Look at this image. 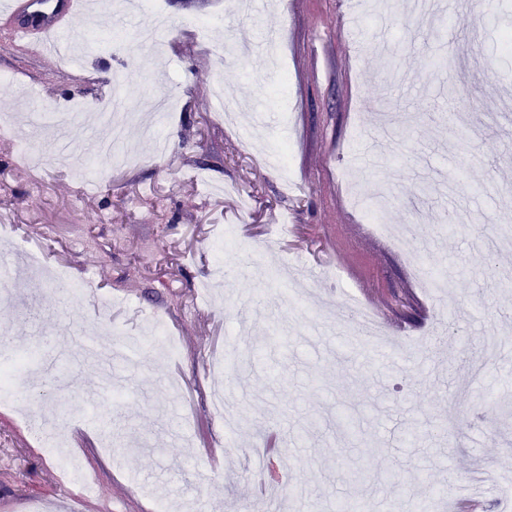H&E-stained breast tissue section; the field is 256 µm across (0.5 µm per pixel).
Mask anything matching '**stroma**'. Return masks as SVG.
Here are the masks:
<instances>
[{"label": "stroma", "instance_id": "obj_1", "mask_svg": "<svg viewBox=\"0 0 512 512\" xmlns=\"http://www.w3.org/2000/svg\"><path fill=\"white\" fill-rule=\"evenodd\" d=\"M444 15L373 0H108L112 41L71 35V65L0 40V114L46 115L22 163L0 138V255L39 246L90 280L70 305L29 277L0 327L40 350L13 388L54 408L91 495L63 480L33 420L0 405V512H448L450 481L512 475V21L500 0ZM209 25L201 42L197 22ZM172 96L156 151L140 123L99 155L73 103L122 112ZM388 196L392 245L354 192ZM368 306L395 336L382 359L346 317ZM141 337L104 385L87 361L58 378L56 341L86 325ZM224 389L234 435L213 405ZM456 411L460 429L447 428ZM421 440L405 447L406 429ZM264 455H254L257 443ZM374 476L349 469L368 443Z\"/></svg>", "mask_w": 512, "mask_h": 512}]
</instances>
